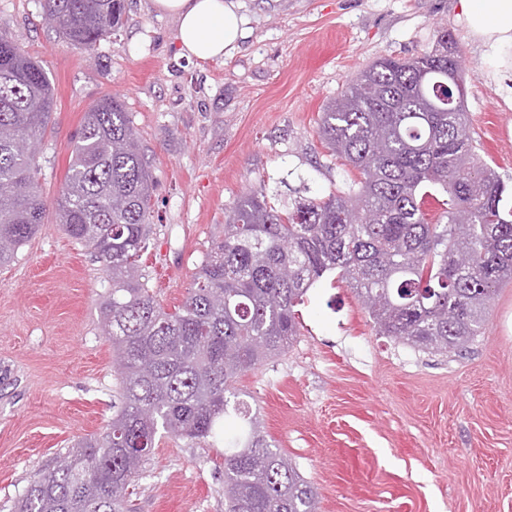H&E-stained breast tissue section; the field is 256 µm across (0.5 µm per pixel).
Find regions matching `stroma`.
Here are the masks:
<instances>
[{"label":"stroma","instance_id":"1","mask_svg":"<svg viewBox=\"0 0 512 512\" xmlns=\"http://www.w3.org/2000/svg\"><path fill=\"white\" fill-rule=\"evenodd\" d=\"M251 29L231 57L189 60L177 22L125 0L93 55L69 48L39 0H0V29L42 64L56 106L36 157L47 202L87 108L119 98L151 165V246L141 271L165 308L181 303L224 207L258 187L287 207L352 176L318 135L320 114L365 66L409 58L446 31L466 74L468 130L512 188V100L467 34L458 0H242ZM111 283L55 216L0 266V512L75 440L121 406L112 341L99 324ZM288 349L237 382L268 441L318 491V512H512V282L462 353L376 334L335 276L298 308ZM135 512H224V451L157 439Z\"/></svg>","mask_w":512,"mask_h":512}]
</instances>
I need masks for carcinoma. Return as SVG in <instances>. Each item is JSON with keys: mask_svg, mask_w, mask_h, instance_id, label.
<instances>
[{"mask_svg": "<svg viewBox=\"0 0 512 512\" xmlns=\"http://www.w3.org/2000/svg\"><path fill=\"white\" fill-rule=\"evenodd\" d=\"M43 18L92 54L122 20L124 0H40ZM448 33L408 59L379 58L321 112L318 134L356 171L343 190L286 210L264 190L225 207L182 302L165 309L141 282L155 190L122 103L90 106L56 198V219L100 262L112 288L100 324L112 339L121 407L98 433L65 449L70 467L37 474L16 512H128L129 488L163 432L224 438V512H317L318 493L263 435L235 384L299 335L296 307L324 275L354 290L379 336L461 353L480 335L489 303L512 280V207L482 161L464 102L443 112ZM55 92L43 67L0 30V265L45 223L35 156ZM447 195L444 200L436 192ZM441 212L430 218L433 205Z\"/></svg>", "mask_w": 512, "mask_h": 512, "instance_id": "cac0c4a2", "label": "carcinoma"}]
</instances>
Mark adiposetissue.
Returning a JSON list of instances; mask_svg holds the SVG:
<instances>
[{"instance_id": "adipose-tissue-1", "label": "adipose tissue", "mask_w": 512, "mask_h": 512, "mask_svg": "<svg viewBox=\"0 0 512 512\" xmlns=\"http://www.w3.org/2000/svg\"><path fill=\"white\" fill-rule=\"evenodd\" d=\"M153 6L176 19L181 53L189 59H224L247 35L240 0H153ZM460 8L492 76L507 79L512 75V0H460Z\"/></svg>"}]
</instances>
